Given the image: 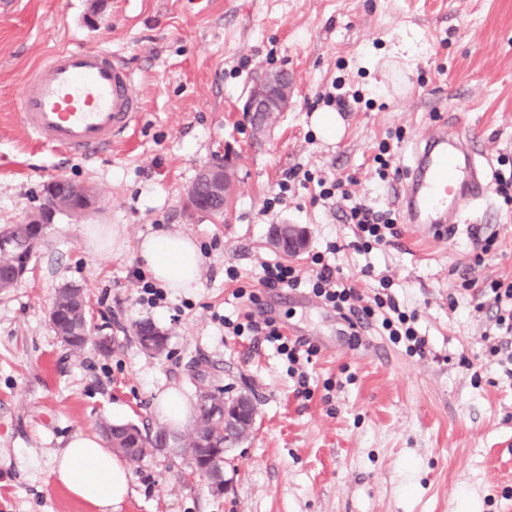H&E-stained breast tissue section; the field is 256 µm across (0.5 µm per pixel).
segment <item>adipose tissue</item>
Here are the masks:
<instances>
[{
  "label": "adipose tissue",
  "instance_id": "adipose-tissue-1",
  "mask_svg": "<svg viewBox=\"0 0 512 512\" xmlns=\"http://www.w3.org/2000/svg\"><path fill=\"white\" fill-rule=\"evenodd\" d=\"M137 254L144 272L172 291L196 287L199 281L201 251L186 234L157 230L143 238ZM52 475L57 485L99 512H118L130 491L126 463L93 432L72 436L56 456Z\"/></svg>",
  "mask_w": 512,
  "mask_h": 512
}]
</instances>
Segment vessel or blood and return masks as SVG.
Returning <instances> with one entry per match:
<instances>
[{"label": "vessel or blood", "instance_id": "1", "mask_svg": "<svg viewBox=\"0 0 512 512\" xmlns=\"http://www.w3.org/2000/svg\"><path fill=\"white\" fill-rule=\"evenodd\" d=\"M18 110L38 144L89 157L129 132L141 107L125 64L110 50L79 45L55 51L31 72ZM487 200L473 139L440 124L415 140L398 198L402 223L444 235L463 209Z\"/></svg>", "mask_w": 512, "mask_h": 512}]
</instances>
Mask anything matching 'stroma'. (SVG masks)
Instances as JSON below:
<instances>
[{"label":"stroma","instance_id":"obj_1","mask_svg":"<svg viewBox=\"0 0 512 512\" xmlns=\"http://www.w3.org/2000/svg\"><path fill=\"white\" fill-rule=\"evenodd\" d=\"M80 44L118 55L142 102L135 133L91 158L32 142L16 111L29 71ZM271 68L296 82L288 111L258 138L242 109ZM335 87L358 101L329 141L312 116ZM437 119L481 145L488 174L512 173V0H0V230L40 211L58 179L100 197L85 216L56 215L29 273L0 291V512H90L53 483L55 454L114 405L161 428L156 400L171 386L192 400L202 386L251 395L252 432L226 457L223 494L190 476L178 449H153L129 464L118 512H512V376L487 352L488 311L462 287L512 280V203L493 191L490 209L470 210L452 237L422 232L368 250L314 187L263 212L297 167L352 178L354 197L396 208L401 183L380 181L373 158L398 131L393 164L406 169L411 139ZM224 158L234 176L223 218L191 213L199 170ZM281 222L306 230L302 250L271 244ZM90 224L120 225L123 250L88 249ZM162 225L191 234L203 266L196 288L150 308L137 302V245ZM490 235L493 250L475 266L476 240ZM331 244L343 275L371 290L390 278L400 309L417 315L423 356L389 341L382 313L358 342L318 299L280 301L260 284L266 262L311 276L312 255ZM67 285L82 288L93 323L112 336L111 356H75L58 339L48 308ZM238 287L320 346L302 367L310 396L271 345L225 335L219 315L252 308L233 298ZM147 320L168 335L162 356L136 340Z\"/></svg>","mask_w":512,"mask_h":512}]
</instances>
